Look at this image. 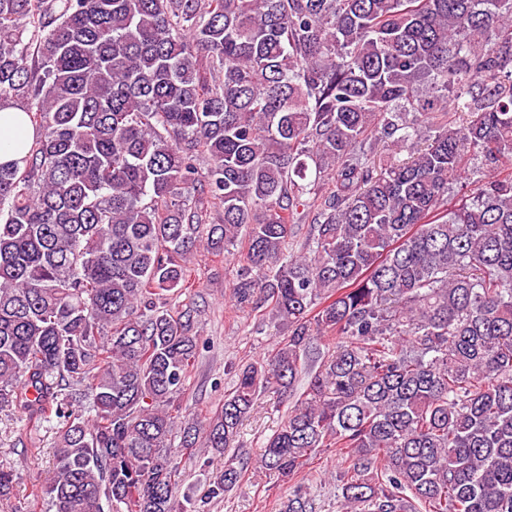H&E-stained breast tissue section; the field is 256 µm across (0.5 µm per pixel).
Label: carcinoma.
<instances>
[{"label": "carcinoma", "instance_id": "cac0c4a2", "mask_svg": "<svg viewBox=\"0 0 512 512\" xmlns=\"http://www.w3.org/2000/svg\"><path fill=\"white\" fill-rule=\"evenodd\" d=\"M5 106L36 126L0 164V413L58 419L36 499L197 512L167 300L240 242L232 296L287 336L184 447L223 454L269 389L295 402L261 466L340 449V512H512V0H0Z\"/></svg>", "mask_w": 512, "mask_h": 512}]
</instances>
